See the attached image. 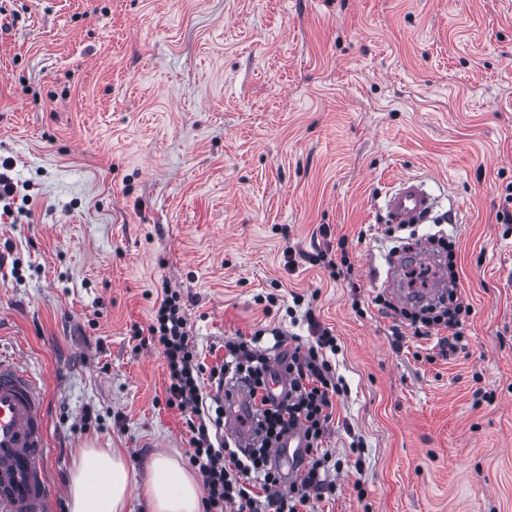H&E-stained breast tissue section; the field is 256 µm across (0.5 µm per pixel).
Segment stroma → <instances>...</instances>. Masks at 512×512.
Here are the masks:
<instances>
[{"label":"stroma","instance_id":"1","mask_svg":"<svg viewBox=\"0 0 512 512\" xmlns=\"http://www.w3.org/2000/svg\"><path fill=\"white\" fill-rule=\"evenodd\" d=\"M5 158L0 353L45 383L53 486L81 448L137 480L159 452L189 465L133 337L167 286L210 367L308 310L335 334L312 512H512V0H0ZM405 177L431 221L386 223ZM434 234L469 309L446 355L374 302L390 253ZM12 167V162L5 160L0 163V203H4L3 205V214H10V202L14 200L15 194L17 192V183L13 181V179L2 170L10 171ZM2 213L0 217H2Z\"/></svg>","mask_w":512,"mask_h":512}]
</instances>
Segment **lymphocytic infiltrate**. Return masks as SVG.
Masks as SVG:
<instances>
[{
	"instance_id": "f902f5d3",
	"label": "lymphocytic infiltrate",
	"mask_w": 512,
	"mask_h": 512,
	"mask_svg": "<svg viewBox=\"0 0 512 512\" xmlns=\"http://www.w3.org/2000/svg\"><path fill=\"white\" fill-rule=\"evenodd\" d=\"M307 324L315 338L311 344H301L296 334L288 338L277 330L272 333L275 347L282 351L279 364L288 376V393L278 400L266 394L268 360L257 349L260 333H253L247 341H225L223 364L206 368L188 330L180 292L164 289L153 306L148 327L135 328V338L160 349L165 358L167 407L188 415L193 449L190 461L203 477L206 512H300L311 499L321 498L326 488L321 471L328 459L322 445L333 419L334 399L343 393L344 386L329 359L337 350L335 336L315 319H308ZM231 372L244 374L252 386L263 433L260 447L242 451L211 440L210 429L221 420L209 412L203 380ZM298 425L305 431L308 462L298 482L281 493L277 490L279 473L269 450Z\"/></svg>"
}]
</instances>
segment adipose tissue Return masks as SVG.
I'll return each mask as SVG.
<instances>
[{"label": "adipose tissue", "instance_id": "obj_1", "mask_svg": "<svg viewBox=\"0 0 512 512\" xmlns=\"http://www.w3.org/2000/svg\"><path fill=\"white\" fill-rule=\"evenodd\" d=\"M131 489L129 468L121 452L79 449L70 475L68 512H123ZM141 490L152 512H201V486L169 456L150 460Z\"/></svg>", "mask_w": 512, "mask_h": 512}]
</instances>
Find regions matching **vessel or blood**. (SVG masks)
Here are the masks:
<instances>
[{
	"label": "vessel or blood",
	"mask_w": 512,
	"mask_h": 512,
	"mask_svg": "<svg viewBox=\"0 0 512 512\" xmlns=\"http://www.w3.org/2000/svg\"><path fill=\"white\" fill-rule=\"evenodd\" d=\"M387 219L393 224H413L429 215L433 197L424 180L402 179L383 201ZM437 255L422 246L393 259L392 273L407 264L435 267ZM224 401V426L242 447L254 439V413L250 388L240 381L217 386ZM46 391L43 382L11 356L0 354V512H46L57 490L48 479ZM305 448L302 429L285 434L270 451L273 461L296 457Z\"/></svg>",
	"instance_id": "vessel-or-blood-1"
}]
</instances>
